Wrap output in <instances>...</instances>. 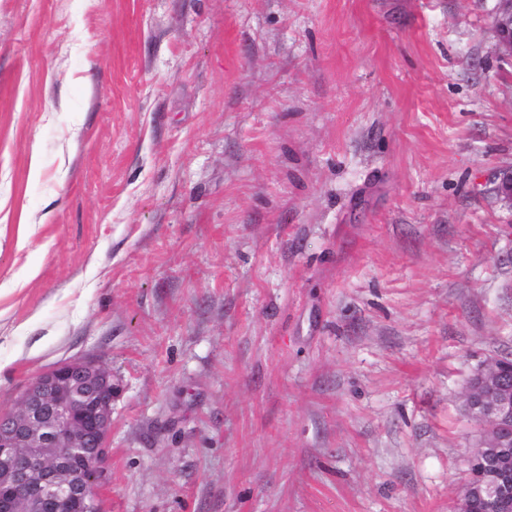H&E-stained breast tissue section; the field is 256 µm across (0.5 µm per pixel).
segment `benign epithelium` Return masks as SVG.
<instances>
[{
	"mask_svg": "<svg viewBox=\"0 0 512 512\" xmlns=\"http://www.w3.org/2000/svg\"><path fill=\"white\" fill-rule=\"evenodd\" d=\"M502 56L512 58V0L493 17ZM491 191L512 210V167ZM466 414L479 439L455 512H512V358H490L471 376ZM112 425V375L92 361L62 363L39 376L18 406L0 412V512H96L95 487Z\"/></svg>",
	"mask_w": 512,
	"mask_h": 512,
	"instance_id": "7a95c632",
	"label": "benign epithelium"
}]
</instances>
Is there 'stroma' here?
Here are the masks:
<instances>
[{
	"instance_id": "35a3bbf8",
	"label": "stroma",
	"mask_w": 512,
	"mask_h": 512,
	"mask_svg": "<svg viewBox=\"0 0 512 512\" xmlns=\"http://www.w3.org/2000/svg\"><path fill=\"white\" fill-rule=\"evenodd\" d=\"M496 6L0 0V411L109 371L102 512H452L512 353ZM491 183L493 184L491 191L497 201L512 210V166L498 170L494 174Z\"/></svg>"
}]
</instances>
